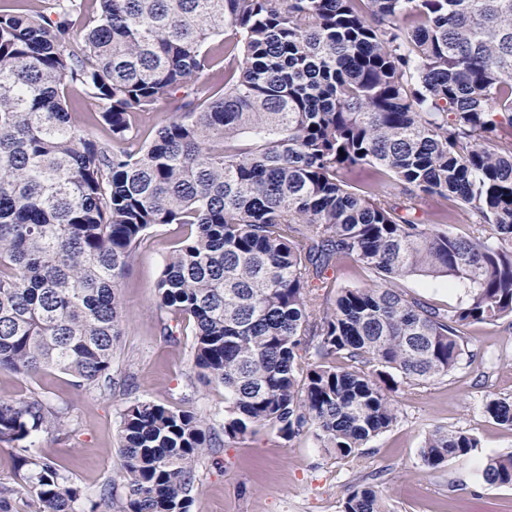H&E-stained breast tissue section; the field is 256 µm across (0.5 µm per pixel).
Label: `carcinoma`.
Returning <instances> with one entry per match:
<instances>
[{"label": "carcinoma", "instance_id": "1", "mask_svg": "<svg viewBox=\"0 0 512 512\" xmlns=\"http://www.w3.org/2000/svg\"><path fill=\"white\" fill-rule=\"evenodd\" d=\"M98 103L92 132L67 105ZM512 0H28L0 4V368L55 369L112 394L120 288L157 226L185 228L155 285L162 334L192 323L224 421L149 399L119 430L118 512H190L194 469L223 437L313 431L339 459L397 422L389 392L434 383L461 328L512 319ZM373 170L356 185L351 174ZM426 197L440 205L417 215ZM477 218L467 237L445 226ZM346 262L377 274L311 293ZM444 278L446 311L398 282ZM486 410L512 427V400ZM77 433L37 391L0 398L31 512L87 495L29 453ZM479 441L438 428L423 463ZM484 483L512 486V453ZM113 483L91 512H112ZM343 512H388L351 487Z\"/></svg>", "mask_w": 512, "mask_h": 512}]
</instances>
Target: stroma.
Segmentation results:
<instances>
[{
  "label": "stroma",
  "mask_w": 512,
  "mask_h": 512,
  "mask_svg": "<svg viewBox=\"0 0 512 512\" xmlns=\"http://www.w3.org/2000/svg\"><path fill=\"white\" fill-rule=\"evenodd\" d=\"M178 233L174 224L152 230L123 282V334L114 367L128 375L129 390L100 398L75 390L52 369L34 379L0 369V395L34 389L71 406L78 433L42 435L33 450L66 470L88 496L118 476L119 424L134 399L224 417V387L199 378L191 334L163 336L152 308L154 284ZM461 341L466 357L448 377L392 392L396 425L368 442L358 459H337L308 433L291 441L264 430L243 441L228 439L197 465L191 512H342L348 489L364 483L378 487L390 512H512V488L479 477L487 458L512 452V429L485 410L491 397H512V324L469 327ZM438 427L469 431L480 445L469 458L428 468L419 448Z\"/></svg>",
  "instance_id": "stroma-1"
}]
</instances>
